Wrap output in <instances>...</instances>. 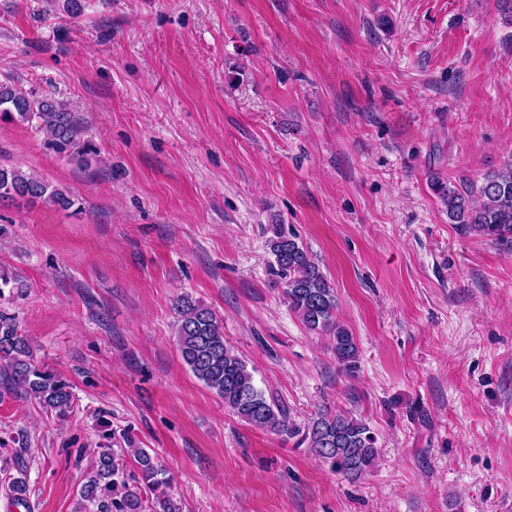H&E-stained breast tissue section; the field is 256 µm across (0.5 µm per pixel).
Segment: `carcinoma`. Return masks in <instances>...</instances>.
<instances>
[{
  "mask_svg": "<svg viewBox=\"0 0 512 512\" xmlns=\"http://www.w3.org/2000/svg\"><path fill=\"white\" fill-rule=\"evenodd\" d=\"M0 121L25 124L35 121L48 136V144L88 166L94 150L84 138V122L69 107L52 98H39L10 82L0 83ZM447 209L448 223L499 244L512 242V159L504 167L459 189L435 183ZM42 200L69 208L67 191L33 173L0 168V200ZM268 247L274 257L272 274L285 284L289 308L307 329L332 338V349L342 371L352 375L359 368V349L352 333L336 320V292L296 233L273 224ZM27 288L18 271L0 265V297L8 290L21 296ZM176 336L181 357L192 374L224 407L253 427L275 434L294 446H305L332 472L359 480L378 461L379 450L370 427L350 413H318L304 425L255 384L246 362L224 339V323L215 312L187 296L174 303ZM34 401L65 421L73 413L72 385L51 369L37 363L29 341L19 333L15 317L0 312V399L5 396ZM139 474L126 473L123 459L110 448L94 452L91 471L81 488V499L96 504L97 512H181L168 495L163 469L143 448L131 449ZM15 506H28L27 474L0 467Z\"/></svg>",
  "mask_w": 512,
  "mask_h": 512,
  "instance_id": "obj_1",
  "label": "carcinoma"
}]
</instances>
